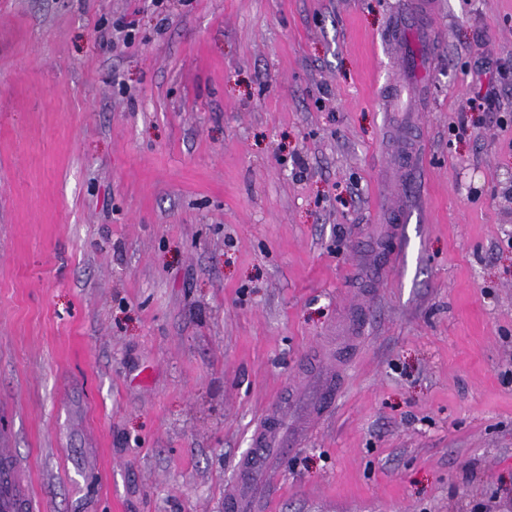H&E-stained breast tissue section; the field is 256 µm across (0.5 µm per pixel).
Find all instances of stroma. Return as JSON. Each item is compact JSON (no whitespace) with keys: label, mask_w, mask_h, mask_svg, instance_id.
I'll use <instances>...</instances> for the list:
<instances>
[{"label":"stroma","mask_w":512,"mask_h":512,"mask_svg":"<svg viewBox=\"0 0 512 512\" xmlns=\"http://www.w3.org/2000/svg\"><path fill=\"white\" fill-rule=\"evenodd\" d=\"M402 2L0 0V451L38 512H224L291 388L267 512H512V0H433L405 59ZM336 404V385L331 378H325L319 396L311 408V417L320 419L330 412Z\"/></svg>","instance_id":"stroma-1"}]
</instances>
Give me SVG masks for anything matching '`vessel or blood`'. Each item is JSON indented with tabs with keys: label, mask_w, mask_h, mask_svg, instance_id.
Wrapping results in <instances>:
<instances>
[{
	"label": "vessel or blood",
	"mask_w": 512,
	"mask_h": 512,
	"mask_svg": "<svg viewBox=\"0 0 512 512\" xmlns=\"http://www.w3.org/2000/svg\"><path fill=\"white\" fill-rule=\"evenodd\" d=\"M431 0H407L404 11L393 27L389 39L400 56H408L413 47L412 34L417 23L432 16ZM336 404V386L332 379H324L319 396L311 409L312 418L319 419L330 412ZM299 439H285L279 409L267 411L253 433L255 452L239 468V483L262 482L267 492L280 486L276 474L268 472L266 455L268 449L289 446L299 447ZM35 505L29 489L21 486L10 461L0 462V512H34Z\"/></svg>",
	"instance_id": "b4317fda"
}]
</instances>
